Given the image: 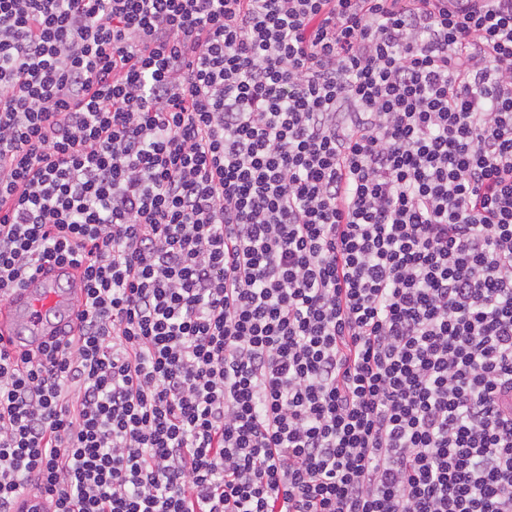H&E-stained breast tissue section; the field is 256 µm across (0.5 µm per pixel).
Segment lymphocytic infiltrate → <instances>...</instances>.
Instances as JSON below:
<instances>
[{
  "label": "lymphocytic infiltrate",
  "instance_id": "lymphocytic-infiltrate-1",
  "mask_svg": "<svg viewBox=\"0 0 512 512\" xmlns=\"http://www.w3.org/2000/svg\"><path fill=\"white\" fill-rule=\"evenodd\" d=\"M0 512H512V0H0ZM70 272L68 268L56 267L50 273L38 274L6 299L2 298L0 321L5 339L29 342L60 336L68 328L76 329L81 307Z\"/></svg>",
  "mask_w": 512,
  "mask_h": 512
}]
</instances>
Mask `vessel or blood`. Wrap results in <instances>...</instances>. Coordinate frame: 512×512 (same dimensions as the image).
Instances as JSON below:
<instances>
[{"instance_id":"obj_1","label":"vessel or blood","mask_w":512,"mask_h":512,"mask_svg":"<svg viewBox=\"0 0 512 512\" xmlns=\"http://www.w3.org/2000/svg\"><path fill=\"white\" fill-rule=\"evenodd\" d=\"M70 281L69 269L58 267L0 300V335L19 343L76 328L81 308Z\"/></svg>"}]
</instances>
